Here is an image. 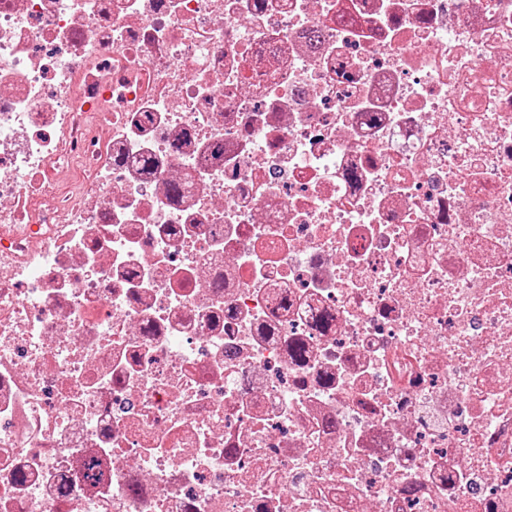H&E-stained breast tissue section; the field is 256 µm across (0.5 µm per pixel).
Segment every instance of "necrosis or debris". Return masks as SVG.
<instances>
[{
    "instance_id": "4bbe7bcc",
    "label": "necrosis or debris",
    "mask_w": 512,
    "mask_h": 512,
    "mask_svg": "<svg viewBox=\"0 0 512 512\" xmlns=\"http://www.w3.org/2000/svg\"><path fill=\"white\" fill-rule=\"evenodd\" d=\"M0 512H512V0H0Z\"/></svg>"
}]
</instances>
